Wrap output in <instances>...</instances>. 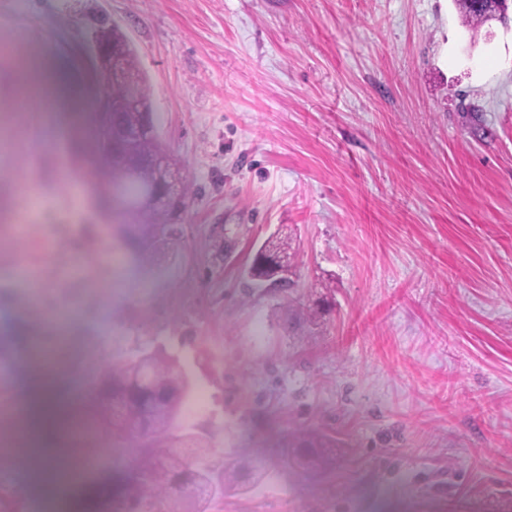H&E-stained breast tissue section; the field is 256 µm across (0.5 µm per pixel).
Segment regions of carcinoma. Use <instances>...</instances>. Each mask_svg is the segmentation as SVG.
Segmentation results:
<instances>
[{"label": "carcinoma", "instance_id": "carcinoma-1", "mask_svg": "<svg viewBox=\"0 0 512 512\" xmlns=\"http://www.w3.org/2000/svg\"><path fill=\"white\" fill-rule=\"evenodd\" d=\"M462 24L470 38L475 39L486 23L485 12L475 11L463 3H456ZM96 33L121 47L123 63L129 76L138 85L142 109L124 113L129 126L139 125L144 112L150 110L151 89L145 75L138 68L137 52L127 35L106 19L95 20ZM164 156L160 141L149 136L129 147L124 155L109 160L97 158L101 167L110 169L106 192L112 196V223L92 224L84 232L112 230L117 227L124 244L132 247V258L138 262L148 250V244L165 245L173 239L168 232L176 223L190 199V188L183 184L182 194L173 209L159 211L143 205V194L154 179L149 168L129 173L128 158L139 155ZM96 403L103 407L112 399L123 402L127 422L123 427L108 423L106 429L115 438L136 437L139 440L136 471L123 475L122 497L131 500L137 512H209L206 489L214 484L222 492L245 493L265 476L263 461L242 457L213 470H202L191 465L188 458L206 460L211 457L209 444L190 434L181 440L166 436L172 422L189 395L185 373L169 357L158 352H144L134 359H112L110 370L97 379L92 388ZM294 456L307 468H318L324 462L318 437L309 434L293 449ZM126 509L125 502H113L108 486L100 485L96 512H118ZM27 504L15 492L0 491V512H29Z\"/></svg>", "mask_w": 512, "mask_h": 512}]
</instances>
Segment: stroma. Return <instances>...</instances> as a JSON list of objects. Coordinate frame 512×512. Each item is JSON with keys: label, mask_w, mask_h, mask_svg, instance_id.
Wrapping results in <instances>:
<instances>
[{"label": "stroma", "mask_w": 512, "mask_h": 512, "mask_svg": "<svg viewBox=\"0 0 512 512\" xmlns=\"http://www.w3.org/2000/svg\"><path fill=\"white\" fill-rule=\"evenodd\" d=\"M99 16L134 45L192 194L177 237L128 268L145 290L67 337L91 368L68 371L0 302L16 386L49 369L84 393L115 356L175 358L209 409L170 436L267 464L210 512H512V24L470 39L452 0H0V114L22 112L33 59L82 103L68 130L0 132L1 209L37 178L42 223H102L68 180L106 181ZM283 225L290 285L255 287L251 255ZM58 248L0 226V289ZM311 432L317 472L285 457Z\"/></svg>", "instance_id": "35a3bbf8"}]
</instances>
